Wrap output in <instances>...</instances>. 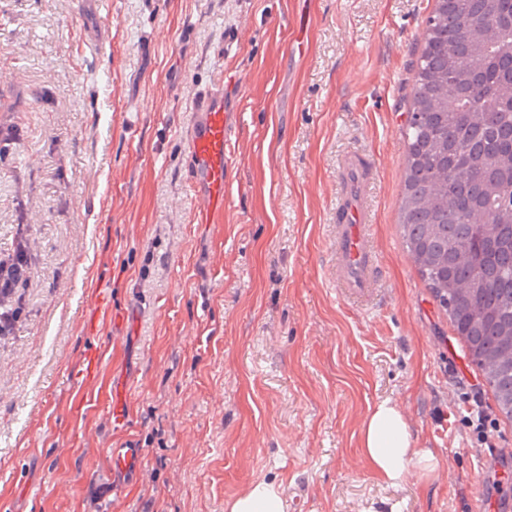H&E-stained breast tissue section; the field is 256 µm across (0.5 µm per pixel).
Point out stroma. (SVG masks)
Masks as SVG:
<instances>
[{
    "label": "stroma",
    "mask_w": 512,
    "mask_h": 512,
    "mask_svg": "<svg viewBox=\"0 0 512 512\" xmlns=\"http://www.w3.org/2000/svg\"><path fill=\"white\" fill-rule=\"evenodd\" d=\"M435 0H0V255L32 241L0 339V512H225L259 480L287 512L512 505V421L476 447L483 384L404 249L403 128ZM237 114L223 215L198 218L197 97ZM373 163L379 300L332 283L341 162ZM112 313L91 323L97 291ZM103 352L92 381L86 353ZM398 403L434 477L359 448ZM134 447L133 467L114 452ZM459 388L462 390L460 394L462 406L459 409L466 426L471 429L477 443L492 448L488 440L490 433L495 431L497 422L490 405L485 401L482 391L476 384H462Z\"/></svg>",
    "instance_id": "obj_1"
}]
</instances>
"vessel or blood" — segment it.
<instances>
[{
  "instance_id": "1",
  "label": "vessel or blood",
  "mask_w": 512,
  "mask_h": 512,
  "mask_svg": "<svg viewBox=\"0 0 512 512\" xmlns=\"http://www.w3.org/2000/svg\"><path fill=\"white\" fill-rule=\"evenodd\" d=\"M236 124V115L227 111L223 94L211 92L201 97L188 139L187 158L190 186L203 214L224 210L228 147ZM371 178L372 164L368 158L360 154L346 158L342 179L349 195L336 207L332 274L337 293L357 302L374 298L382 275V265L369 234L367 189Z\"/></svg>"
}]
</instances>
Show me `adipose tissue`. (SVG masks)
I'll return each mask as SVG.
<instances>
[{
  "label": "adipose tissue",
  "mask_w": 512,
  "mask_h": 512,
  "mask_svg": "<svg viewBox=\"0 0 512 512\" xmlns=\"http://www.w3.org/2000/svg\"><path fill=\"white\" fill-rule=\"evenodd\" d=\"M361 453L374 475L389 484L407 478L427 479L437 469L436 455L415 448L411 427L395 402L369 408L360 432ZM228 512H285L283 491L268 481L253 483L227 505Z\"/></svg>",
  "instance_id": "adipose-tissue-1"
}]
</instances>
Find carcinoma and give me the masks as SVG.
<instances>
[{
  "label": "carcinoma",
  "mask_w": 512,
  "mask_h": 512,
  "mask_svg": "<svg viewBox=\"0 0 512 512\" xmlns=\"http://www.w3.org/2000/svg\"><path fill=\"white\" fill-rule=\"evenodd\" d=\"M404 133L406 252L512 420V0H436Z\"/></svg>",
  "instance_id": "1"
}]
</instances>
